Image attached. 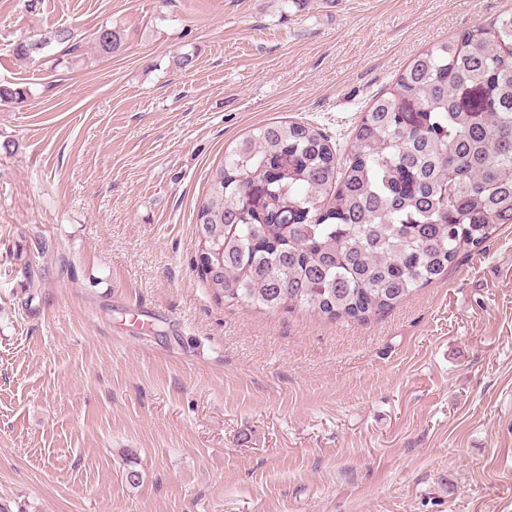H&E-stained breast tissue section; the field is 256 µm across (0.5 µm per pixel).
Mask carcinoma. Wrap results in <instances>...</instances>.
Here are the masks:
<instances>
[{
  "label": "carcinoma",
  "instance_id": "1",
  "mask_svg": "<svg viewBox=\"0 0 512 512\" xmlns=\"http://www.w3.org/2000/svg\"><path fill=\"white\" fill-rule=\"evenodd\" d=\"M74 32L53 39L78 51ZM124 43L107 25L98 53ZM46 42L22 40L16 55ZM512 12L417 55L354 128L338 158L308 123L270 122L224 155L196 213L194 268L215 301L267 312L365 321L438 280L457 258L512 224ZM481 100L467 107L459 89ZM24 87L0 85L21 103ZM404 98L415 116L396 111ZM260 183L272 199L247 206Z\"/></svg>",
  "mask_w": 512,
  "mask_h": 512
}]
</instances>
